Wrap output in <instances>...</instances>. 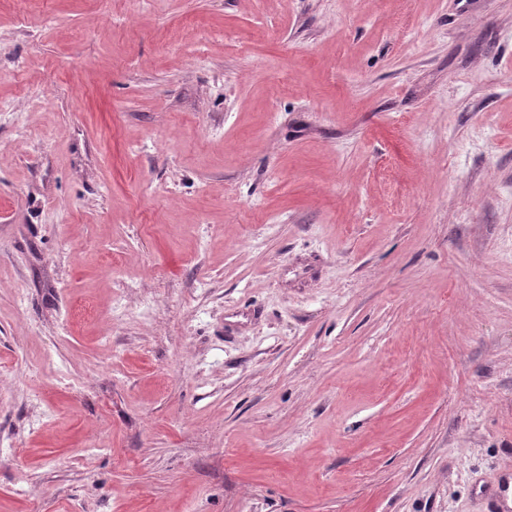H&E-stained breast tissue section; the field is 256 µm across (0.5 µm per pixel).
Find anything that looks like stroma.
I'll use <instances>...</instances> for the list:
<instances>
[{
  "mask_svg": "<svg viewBox=\"0 0 512 512\" xmlns=\"http://www.w3.org/2000/svg\"><path fill=\"white\" fill-rule=\"evenodd\" d=\"M0 99V512H487L512 0H0Z\"/></svg>",
  "mask_w": 512,
  "mask_h": 512,
  "instance_id": "35a3bbf8",
  "label": "stroma"
}]
</instances>
